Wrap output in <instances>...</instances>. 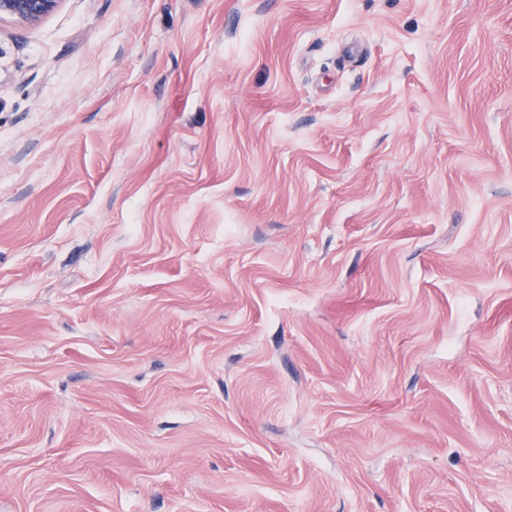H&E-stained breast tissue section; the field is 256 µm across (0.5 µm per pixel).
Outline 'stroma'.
Listing matches in <instances>:
<instances>
[{"mask_svg":"<svg viewBox=\"0 0 512 512\" xmlns=\"http://www.w3.org/2000/svg\"><path fill=\"white\" fill-rule=\"evenodd\" d=\"M0 512H512V0L0 22Z\"/></svg>","mask_w":512,"mask_h":512,"instance_id":"35a3bbf8","label":"stroma"}]
</instances>
